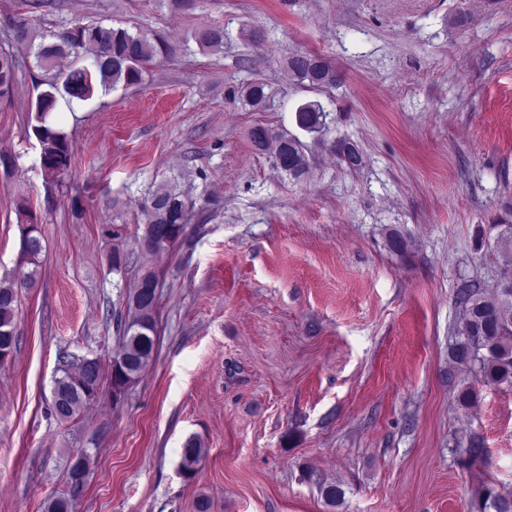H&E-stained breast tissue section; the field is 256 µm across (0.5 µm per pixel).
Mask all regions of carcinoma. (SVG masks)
I'll use <instances>...</instances> for the list:
<instances>
[{
	"instance_id": "cac0c4a2",
	"label": "carcinoma",
	"mask_w": 512,
	"mask_h": 512,
	"mask_svg": "<svg viewBox=\"0 0 512 512\" xmlns=\"http://www.w3.org/2000/svg\"><path fill=\"white\" fill-rule=\"evenodd\" d=\"M12 37L33 57L37 66L51 75L42 79L44 86L30 108L27 129L31 130L40 147V163L46 182L60 184L68 176L73 162V145L69 135L50 120L60 102L77 99L88 101L99 89L110 91L143 81L148 65L168 54L165 43L142 31L105 27L97 23L78 24L50 34L52 43L35 42L28 22L22 18L10 24ZM200 44L215 48L224 44V30L212 28L196 35ZM73 55L82 65L66 71L54 69L55 60ZM20 60L10 51L0 48V85L9 94ZM288 77L300 84L322 88L336 85L338 75L331 63L311 54H296L288 60ZM267 84L254 81L240 91L243 100L252 107H265L271 94ZM326 111L318 102L300 105L296 119L300 128L316 132L324 125ZM253 142L269 151L276 166L289 178L301 179L308 171L302 142L287 133L268 135L262 128L252 131ZM146 216L142 245L155 252L177 242L185 225L192 219L193 204L179 190L176 182L152 192L140 205ZM23 217L24 234L21 260L17 274L7 284L0 283V363L12 353L16 336L18 297L37 283L39 255L42 251L41 218L28 208L26 201L17 203ZM158 280L148 271L129 294L127 305L131 316L118 325L119 345L107 361L98 357L60 361V376L55 378L51 413L60 422L77 420L84 406L107 392L113 404H118L128 388L150 363L156 344V314L159 303ZM458 300L465 312L460 339L451 347V354L461 364L469 365L482 381L493 386L512 389V285L501 282L496 295L487 297L477 288L464 287ZM204 454L201 443L189 437L182 448V468L187 477L195 475V466ZM482 512H512V499L495 492L492 487L481 491ZM74 497L66 491L48 500L44 512H73Z\"/></svg>"
}]
</instances>
